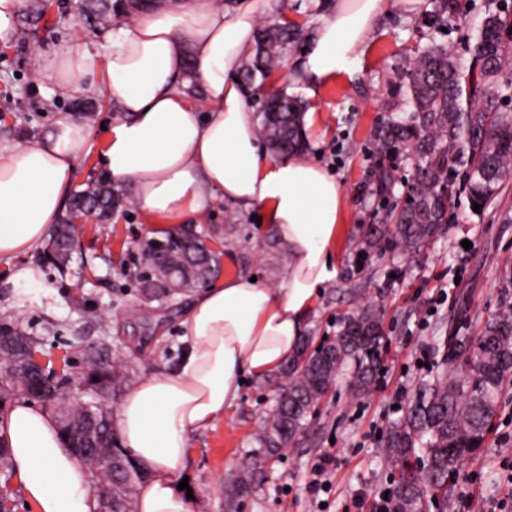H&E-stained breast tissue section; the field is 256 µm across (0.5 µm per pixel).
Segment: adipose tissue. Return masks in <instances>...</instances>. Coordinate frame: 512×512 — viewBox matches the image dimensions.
<instances>
[{"label": "adipose tissue", "mask_w": 512, "mask_h": 512, "mask_svg": "<svg viewBox=\"0 0 512 512\" xmlns=\"http://www.w3.org/2000/svg\"><path fill=\"white\" fill-rule=\"evenodd\" d=\"M278 0H168L128 26L107 30L103 57L74 42L38 58L41 80L63 96L104 86L123 121L106 128L99 163L112 184H131L147 223L178 228L223 198L258 208L288 249L282 287L225 276L197 293L181 322L188 351L178 368H159L123 397L113 423L146 477L135 512H190L179 491L194 432L222 417L244 374L264 376L292 357L321 288L337 275L336 244L347 198L327 168L298 153L273 158L238 77L259 19ZM419 0H336L319 17L292 73L305 88L353 75L382 17L409 14ZM203 91V104L184 93ZM89 130L60 115L51 132L0 145V259L39 248L64 209ZM24 497L36 512H95L91 473L54 416L26 400L0 424Z\"/></svg>", "instance_id": "adipose-tissue-1"}]
</instances>
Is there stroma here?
<instances>
[{"mask_svg": "<svg viewBox=\"0 0 512 512\" xmlns=\"http://www.w3.org/2000/svg\"><path fill=\"white\" fill-rule=\"evenodd\" d=\"M504 6L512 9V0H459L454 18L436 33V42L466 56L486 10ZM432 9L433 0H421L415 13L385 17L355 74L320 87L315 95L284 78L275 82L315 112L320 136L309 142L307 151L337 177L350 202L347 231L337 246L338 275L323 286L305 333L318 343L333 338L345 316L374 307L383 313L387 336L382 370L361 395L352 391L347 376H339L305 432L257 470L252 467L260 453L255 435L288 379L246 377L233 408L189 438L190 512H346L352 496L373 499L397 474L382 462V436L430 375L428 363L436 358L433 336L447 334L452 326L460 335H477L488 318L512 305V180L481 215L464 205L450 209L442 233L419 254L364 256L359 251L361 228L373 223L382 204L372 192V131L392 113L398 65L427 42L421 23ZM11 28L12 35L0 40V90L11 93L10 98L0 97V142L25 143L48 133L58 113L83 109L91 149L73 186L80 189L102 179L99 133L102 125L121 121V113L99 91L58 98L41 82L36 67L39 53L75 41L99 48L97 32L80 27L71 13L46 25L23 13ZM119 192L126 208L114 212L110 232L83 225L66 272L42 264L35 251L19 261L35 267L33 281L18 283L12 275L19 263L0 262V312L14 309L19 327L39 339V350L50 361L79 368L84 352L105 339L113 354L131 361L141 377L182 361L187 344L180 322L190 297L183 294L162 307L142 308L135 287L119 270L131 266L140 244L156 232L145 222L132 186L123 185ZM192 222L203 234L221 228L223 274L246 273L275 288L283 285L288 253L258 210L218 200ZM444 292L449 295L445 301L440 298ZM506 432L512 433V390L500 399L484 449L464 464L448 496V512H463L468 496L483 512H494L512 493L500 469L502 459H512V441L502 438ZM326 451L334 455L331 489L320 509L308 482L312 465ZM247 470L253 473L249 492L228 502L226 488Z\"/></svg>", "mask_w": 512, "mask_h": 512, "instance_id": "obj_1", "label": "stroma"}]
</instances>
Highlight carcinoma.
Masks as SVG:
<instances>
[{
	"label": "carcinoma",
	"mask_w": 512,
	"mask_h": 512,
	"mask_svg": "<svg viewBox=\"0 0 512 512\" xmlns=\"http://www.w3.org/2000/svg\"><path fill=\"white\" fill-rule=\"evenodd\" d=\"M457 0H436L429 14L431 26L442 25L456 12ZM79 19L94 29L109 26L114 0H78ZM303 28L293 23L262 27L256 49L246 64L243 84L259 88L278 70L287 46L300 41ZM470 61L462 63L448 47L431 43L410 58L399 94L411 108L408 116L388 121L373 132L376 188L385 196L395 181L397 163L410 154L418 163L405 197L383 208L381 223L368 225L361 253L386 249L418 252L443 230L448 209L462 203L485 211L502 185L512 178V113L502 111L503 98L489 91L505 61L512 56V12L488 11L481 21ZM259 132L281 154L305 145L301 124L303 106L297 97L277 90L262 103ZM99 205L98 220L111 219L126 199L101 180L74 191L62 222L55 225L44 249L45 262L66 266L73 254L83 216L82 207ZM223 252L205 248L204 240L185 232H167L139 248L131 277L142 303L160 304L198 283L205 284L221 268ZM382 329L372 309L349 315L328 344L312 346L304 337L284 369L288 386L279 394L255 441L272 455L305 429L337 377L346 374L357 394L369 390L385 351L383 333L366 342L355 338V323ZM461 355H445L437 371L423 381L383 439V454L402 466L392 489V512H448V485L460 475L464 460L483 448L497 417L503 390L512 386V306L501 309L474 338L454 340ZM134 377L124 360H96L86 352L80 371L60 376L23 359V353L0 352V410L19 397L40 395L39 401L55 416L60 432L73 448L82 447L92 432L103 449L125 460L133 479L113 483L99 459L84 461L99 480L112 483L116 512H135L134 503L145 474L115 447L112 418L105 396L120 393ZM81 384L88 405L72 401L70 385Z\"/></svg>",
	"instance_id": "1"
}]
</instances>
